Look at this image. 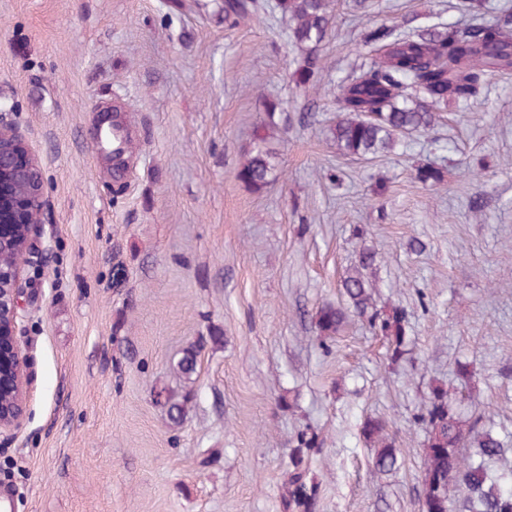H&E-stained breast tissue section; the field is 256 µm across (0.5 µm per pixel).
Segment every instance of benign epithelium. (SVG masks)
<instances>
[{
  "instance_id": "1",
  "label": "benign epithelium",
  "mask_w": 512,
  "mask_h": 512,
  "mask_svg": "<svg viewBox=\"0 0 512 512\" xmlns=\"http://www.w3.org/2000/svg\"><path fill=\"white\" fill-rule=\"evenodd\" d=\"M0 104V256L43 254L47 197L40 161ZM25 266L0 259V434L22 425L33 384L30 355L20 339Z\"/></svg>"
}]
</instances>
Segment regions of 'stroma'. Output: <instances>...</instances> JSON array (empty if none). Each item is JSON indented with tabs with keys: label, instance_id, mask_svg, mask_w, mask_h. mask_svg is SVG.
Instances as JSON below:
<instances>
[{
	"label": "stroma",
	"instance_id": "stroma-1",
	"mask_svg": "<svg viewBox=\"0 0 512 512\" xmlns=\"http://www.w3.org/2000/svg\"><path fill=\"white\" fill-rule=\"evenodd\" d=\"M462 2L334 0L314 91L277 0L234 26L222 0H0V103L41 160L52 229L25 302L26 418L0 437L10 512H289L304 434L314 512H420L415 415L439 382L512 441V72L394 152L351 158L330 134L368 31L512 9ZM105 112L130 129L119 161L95 146ZM264 120L278 165L257 192L236 173ZM427 165L440 184L417 179ZM365 246L377 305L408 314L397 362L366 319L314 329ZM369 417L396 472L371 464ZM388 427V423L379 417L367 418L361 426L364 438L375 448L373 465L382 473H391L399 467L396 438L390 434Z\"/></svg>",
	"mask_w": 512,
	"mask_h": 512
}]
</instances>
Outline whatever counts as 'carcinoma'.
I'll list each match as a JSON object with an SVG mask.
<instances>
[{
  "instance_id": "carcinoma-1",
  "label": "carcinoma",
  "mask_w": 512,
  "mask_h": 512,
  "mask_svg": "<svg viewBox=\"0 0 512 512\" xmlns=\"http://www.w3.org/2000/svg\"><path fill=\"white\" fill-rule=\"evenodd\" d=\"M290 18V41L305 51L296 81L317 79L319 58L309 52L321 42L330 19L329 0H278ZM257 9L253 0H224V23L235 25ZM367 57L360 72L337 87L340 114L330 132L345 156L367 158L396 147L399 138L430 129L448 102L467 104L489 79L512 70V14L482 19L467 28L452 25L398 32L379 27L364 37ZM276 126L259 123L254 147L237 170V178L259 192L277 168V151L269 146ZM377 252L365 248L358 264L342 280L350 309L326 305L315 314L319 336L336 335L349 313L369 316L372 325L391 339L390 359L406 352L407 312L392 306L379 309L370 292L367 271ZM417 421L427 430L423 460L421 512H512V445L453 403L443 385L431 388L420 405ZM373 443L374 467L391 473L399 467L396 438L379 417L361 426ZM315 438L300 439L293 450L294 471L288 480V509L311 512L315 488L307 482L305 454Z\"/></svg>"
}]
</instances>
